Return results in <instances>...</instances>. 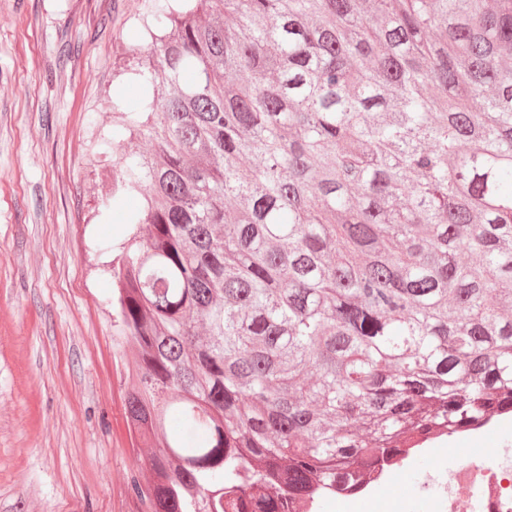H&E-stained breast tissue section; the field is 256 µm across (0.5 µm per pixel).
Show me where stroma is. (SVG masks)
I'll return each instance as SVG.
<instances>
[{"instance_id": "35a3bbf8", "label": "stroma", "mask_w": 512, "mask_h": 512, "mask_svg": "<svg viewBox=\"0 0 512 512\" xmlns=\"http://www.w3.org/2000/svg\"><path fill=\"white\" fill-rule=\"evenodd\" d=\"M148 0H0V512H143L113 334L116 101Z\"/></svg>"}]
</instances>
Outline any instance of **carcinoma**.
<instances>
[{"instance_id": "obj_1", "label": "carcinoma", "mask_w": 512, "mask_h": 512, "mask_svg": "<svg viewBox=\"0 0 512 512\" xmlns=\"http://www.w3.org/2000/svg\"><path fill=\"white\" fill-rule=\"evenodd\" d=\"M143 27L112 202L150 230L108 272L146 512H289L512 413V0Z\"/></svg>"}]
</instances>
